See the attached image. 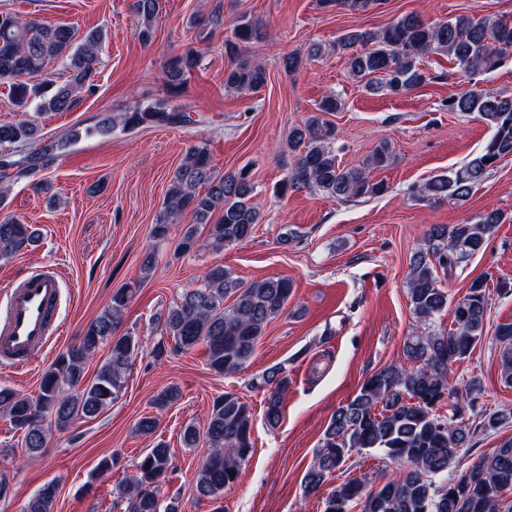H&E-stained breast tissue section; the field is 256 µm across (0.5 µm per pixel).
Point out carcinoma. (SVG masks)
Returning <instances> with one entry per match:
<instances>
[{
	"instance_id": "1",
	"label": "carcinoma",
	"mask_w": 512,
	"mask_h": 512,
	"mask_svg": "<svg viewBox=\"0 0 512 512\" xmlns=\"http://www.w3.org/2000/svg\"><path fill=\"white\" fill-rule=\"evenodd\" d=\"M377 0H319L324 8L365 11ZM135 33L147 44L154 33L159 0H133ZM232 38L224 50L231 66L224 72V87L238 93L259 90L267 83L265 68L237 57L238 51L261 34L263 24L246 14L230 21ZM102 30L86 34L76 43V33L65 24L23 20L0 11V83L9 87L16 105L35 112H69L78 93L91 91ZM349 57L350 73L365 81L370 91L403 95L425 81L418 68L422 59L440 53L458 62L471 75L499 68L512 53V21L507 18H475L467 15L440 21L404 16L377 30H351L337 40ZM66 62L68 79L61 85L45 76L55 58ZM202 54L192 48L172 55L162 67L166 96L146 105L138 103L119 115L100 117L96 131L138 127L177 128L195 124L191 112L173 104L187 75L199 67ZM341 99L324 96L316 111L293 126L288 149L296 159L277 191L316 188L344 201L365 195H380L385 183L374 182L367 168L388 166L393 151L383 142L372 153L365 168H344L332 146L335 130L322 118L340 110ZM450 112H476L490 129L483 149L448 174L431 178L422 188L433 200L468 196L497 166L512 156V96L487 89H470L448 99ZM78 139L66 133L54 140L41 137L39 125L21 118L0 124V179L43 185L42 173L55 166L64 151ZM254 186L246 168L218 175L207 148H189L183 162L169 180L163 214L151 228L157 244L170 240L172 228L183 215L191 216L175 246L187 254L201 248L222 250L252 237L262 223L259 209L250 203ZM219 217H214V214ZM500 212L492 210L475 223L433 227L425 247L417 251L407 276L410 303L416 317L431 321L448 309V292L439 286L438 270L453 273L462 260L480 251L496 225ZM207 230L201 237L199 228ZM37 229L13 217L0 219V259L30 248ZM293 291L291 280L266 278L243 284L222 266L209 269L198 286L186 289L179 302L169 308L161 324V339L152 349L155 361L178 350L206 346L207 365L216 374L243 370L251 360L268 323L287 306ZM133 291L119 288L111 304L84 329L78 341L60 351L43 373L36 395L28 396L0 385V413L12 428L23 431L28 460L42 456L54 432H63L77 420L98 417L119 397L127 372L140 350L132 336L116 331ZM234 295L232 305L224 299ZM490 305L485 280L471 281L464 301L451 309L453 328L448 333L427 332L408 337L403 353L408 365L392 363L375 371L361 384L355 396L340 405L325 429L323 443L304 476L306 496H317L327 478L354 451H375L403 467V475L369 489L372 479L364 474L336 485L324 497L323 512H348L351 504L360 512H501L500 493L512 489V439L478 458L459 476L448 469L476 431L495 432L512 418V411L480 410L475 418L459 411L461 393L450 381L453 364L468 358L484 337L485 317ZM500 346L502 376L512 382V322L495 329ZM109 354L95 376L85 379L86 364L102 344ZM268 387L264 415L275 426L281 418L282 395L288 387L287 371L274 366L263 375ZM448 402L451 413L443 415L438 404ZM252 412L232 392L216 397L207 416L205 432L193 424L183 428L187 448L199 446L207 455L195 474L196 497L218 501L234 486L253 451ZM173 471V451L159 440L144 453L133 474L124 481L127 512H177L175 503L160 497L159 484ZM59 488L54 482L40 486L28 500L24 512H54Z\"/></svg>"
}]
</instances>
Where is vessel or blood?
Wrapping results in <instances>:
<instances>
[{"label": "vessel or blood", "instance_id": "1", "mask_svg": "<svg viewBox=\"0 0 512 512\" xmlns=\"http://www.w3.org/2000/svg\"><path fill=\"white\" fill-rule=\"evenodd\" d=\"M61 280L57 272L35 270L13 280L0 307V364L28 368L60 337Z\"/></svg>", "mask_w": 512, "mask_h": 512}]
</instances>
